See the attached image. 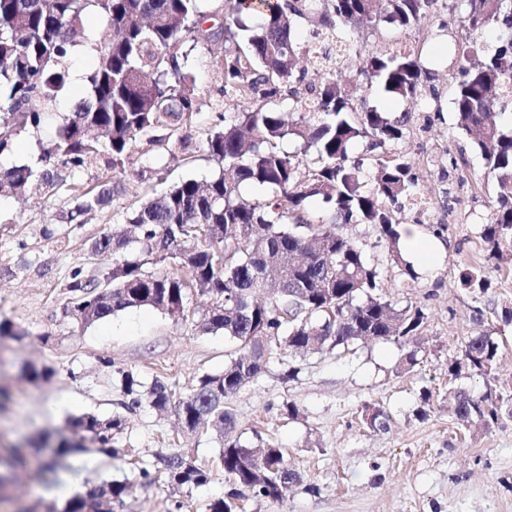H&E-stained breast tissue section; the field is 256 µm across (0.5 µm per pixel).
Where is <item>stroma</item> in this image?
Wrapping results in <instances>:
<instances>
[{
    "mask_svg": "<svg viewBox=\"0 0 512 512\" xmlns=\"http://www.w3.org/2000/svg\"><path fill=\"white\" fill-rule=\"evenodd\" d=\"M422 27L430 35L427 48L444 94L442 111L428 112L380 92L371 93L368 104L393 117L409 111L412 129L395 151L418 174L416 194L431 203L433 224L449 227L445 252L432 272L411 278L387 266L372 225L355 228L368 260L381 267L382 295L416 304L426 314L417 341L419 362L400 370L404 347L376 341L358 345L352 354L333 350L296 358L299 373L288 380L281 358L273 357L264 376L226 405L243 438L258 434L282 448L300 481L279 502L244 495L238 512H512V419L490 429L462 428L453 415L452 391L477 396L486 382L467 370L455 379L448 376V362L458 356L464 339L484 330L499 344L495 383L512 395V322L504 319L512 311V264L484 265L486 292L461 283L467 265L481 263L482 222L495 182L471 149L456 171L447 169L449 155L458 149L450 96L461 35L454 28L438 30L429 19ZM83 92V86H72L51 110V125L19 131L12 152L0 155V171L36 166L54 123L62 122ZM214 122L210 107L194 114L186 128L192 138L189 157L174 144L152 150L139 145L133 162L145 169L144 177L102 164L76 175L63 168L59 175L65 185L53 196L35 190L22 198L0 196V319L23 332L18 339H0V390L9 395L0 402V456L8 457L17 446L30 450L26 468L0 466L5 478L0 512H37L48 501L61 505L102 480L126 486L113 512H206L211 501L228 492L216 431L184 432L174 411L161 413L146 404L123 412L125 429L114 442L120 456L80 452L63 460L56 474L38 468L48 453L41 445L44 434L71 435V419L85 413L107 419L121 412L119 370L133 371L147 383L166 378L181 397L199 376L222 371L234 354L235 343L223 333L197 328L209 306L205 297L193 298L185 320L152 308L128 309L92 325L62 314L71 298L72 270L96 276L107 266L89 246L112 230L113 209L93 211L80 224L67 223L81 195L116 178L125 181L131 195L145 197L186 178L211 180L219 166L206 153L204 139ZM461 178L467 187L450 207H442L449 181ZM476 306L485 311L484 324L471 318ZM30 363L51 367L52 378L29 381L24 368ZM287 403L297 407V417L284 415ZM367 404L387 414V428L367 426L362 417ZM179 450L212 470L211 482L178 490L152 471L156 453ZM145 468L152 472L147 480L140 476Z\"/></svg>",
    "mask_w": 512,
    "mask_h": 512,
    "instance_id": "stroma-1",
    "label": "stroma"
}]
</instances>
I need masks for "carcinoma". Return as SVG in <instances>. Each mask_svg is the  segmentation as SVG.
Returning <instances> with one entry per match:
<instances>
[{
    "mask_svg": "<svg viewBox=\"0 0 512 512\" xmlns=\"http://www.w3.org/2000/svg\"><path fill=\"white\" fill-rule=\"evenodd\" d=\"M90 6L102 25L85 97L41 148V168L1 171L0 189L23 194L39 184L57 191L58 167L80 172L102 159L123 171L141 143L173 140L189 150L191 139L181 131L202 107L190 55L209 46L215 32L207 23L224 15V67L214 92L243 107L217 113L206 133L218 176L183 180L140 204H121L129 192L121 181L84 194L67 223L80 224L84 215L116 203L117 223L132 225L136 235L115 231L93 239L92 254L112 258L111 267L101 279L75 269L68 291L71 311L84 324L141 307L185 319L192 294L209 297L195 325L224 333L237 343L238 355L223 371L200 376L176 401L163 380L147 388L133 372L120 370L122 406L172 407L191 431L205 423L219 430L220 463L231 489L208 512H235L242 489L281 501L299 475L285 464L283 451L261 436L254 443L241 440L225 401L263 376L278 351L305 357L335 348L353 352L360 341L404 345L425 324L421 307H399L379 294L380 269L367 261L365 243L353 233L359 224L374 226L387 262L403 266L395 212L414 196L419 176L392 150L410 134V116L391 118L368 106L341 72L354 64L367 89L377 86L440 112L443 92L425 65L421 23L432 17L439 30L461 27L452 101L463 143L459 155L467 146L479 152L496 183L480 235L482 252L489 261L512 256V122L490 120L494 106L512 117V0H0V155L12 151L17 130L40 128L45 109L68 92L67 62ZM301 21L307 23L302 37ZM487 30L495 31L491 43L484 40ZM305 56L325 71L324 80L305 82ZM278 100L292 104L297 118L287 122L271 109ZM285 141L294 142L295 150H282ZM360 142L366 159L353 153ZM367 159L377 165L369 188L363 180ZM247 186L264 188L265 197L251 198ZM313 199L324 205L318 217L308 210ZM154 260L168 261L182 274L146 271ZM463 285L484 291V271L470 267ZM497 355L490 334L470 336L448 364V376L467 368L486 378ZM508 401L488 381L480 396L458 394L453 414L464 427L475 422L489 429L512 417ZM71 425L93 451L119 453L112 443L125 429L121 414L102 420L87 413ZM83 451L84 444L62 440L44 468ZM154 465L177 487L211 480L188 452H159ZM124 492L125 485L102 481L62 510L52 504L44 512H112Z\"/></svg>",
    "mask_w": 512,
    "mask_h": 512,
    "instance_id": "obj_1",
    "label": "carcinoma"
}]
</instances>
